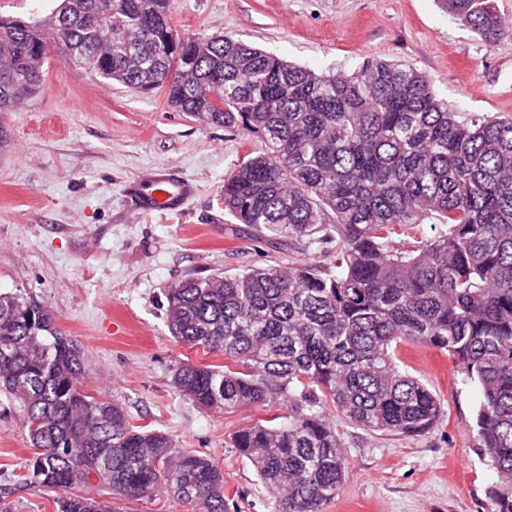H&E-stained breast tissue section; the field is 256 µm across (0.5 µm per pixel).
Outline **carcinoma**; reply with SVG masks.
<instances>
[{
	"instance_id": "obj_1",
	"label": "carcinoma",
	"mask_w": 512,
	"mask_h": 512,
	"mask_svg": "<svg viewBox=\"0 0 512 512\" xmlns=\"http://www.w3.org/2000/svg\"><path fill=\"white\" fill-rule=\"evenodd\" d=\"M440 2L489 43L512 36L491 0ZM172 8L60 0L43 19L0 18V112L39 90L55 43L92 75L264 144L224 178V209L316 261L172 282L171 336L227 360L178 366L174 387L214 412L286 410L232 446L275 493V512H325L346 478L331 413L370 431L429 432L441 403L398 348L431 347L481 390L471 432L496 474L487 496L493 512H512V116L462 117L396 62L324 74L226 35L183 40ZM432 219L446 230L406 241ZM86 370L46 306L0 292V389L26 415L29 485L60 492L57 512H112L72 492L95 478L124 500L168 493L192 512H228L223 468L82 390Z\"/></svg>"
}]
</instances>
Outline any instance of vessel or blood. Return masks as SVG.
Here are the masks:
<instances>
[{
	"label": "vessel or blood",
	"mask_w": 512,
	"mask_h": 512,
	"mask_svg": "<svg viewBox=\"0 0 512 512\" xmlns=\"http://www.w3.org/2000/svg\"><path fill=\"white\" fill-rule=\"evenodd\" d=\"M123 192L142 215L182 214L197 196V184L172 166L153 168L125 184Z\"/></svg>",
	"instance_id": "b4317fda"
}]
</instances>
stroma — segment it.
Segmentation results:
<instances>
[{"label":"stroma","instance_id":"obj_1","mask_svg":"<svg viewBox=\"0 0 512 512\" xmlns=\"http://www.w3.org/2000/svg\"><path fill=\"white\" fill-rule=\"evenodd\" d=\"M171 23L179 34L230 35L319 73L394 60L426 74L462 114L512 115V37L486 42L437 0H175ZM44 69L40 91L0 113L10 140L0 152V291L53 311L83 349L89 394L219 463L229 512H274L271 492L230 440L268 411L214 413L183 397L176 366L224 359L177 343L163 308L164 288L185 274L308 259L287 239L252 235L222 204L225 176L261 142L68 64L58 47ZM160 165L199 186L181 216L140 215L123 194ZM398 355L444 415L414 438L339 422L347 474L326 512H492L486 488L495 474L469 431L477 385L435 349L403 344ZM25 420L0 393V512H56L54 492L25 483Z\"/></svg>","mask_w":512,"mask_h":512}]
</instances>
